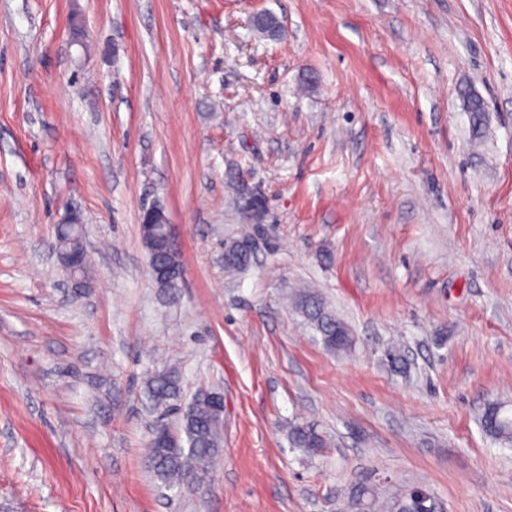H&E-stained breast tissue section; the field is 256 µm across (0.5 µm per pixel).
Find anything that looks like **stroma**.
I'll list each match as a JSON object with an SVG mask.
<instances>
[{
  "mask_svg": "<svg viewBox=\"0 0 512 512\" xmlns=\"http://www.w3.org/2000/svg\"><path fill=\"white\" fill-rule=\"evenodd\" d=\"M261 11L279 38L249 26ZM254 197V261L225 271ZM156 202L185 271L170 294L142 241ZM72 210L80 293L55 250ZM305 288L351 350L294 306ZM158 372L179 380L169 411ZM210 392V479L165 486L150 433ZM496 401L512 0H0V512H350L358 482L512 512V448L479 423ZM302 424L326 448L294 447ZM297 306L321 335L324 346L330 351H347L352 347L353 336L349 326L327 310L322 299L315 293L303 292ZM179 392L178 381L170 373L155 374L146 382V393L155 407H169Z\"/></svg>",
  "mask_w": 512,
  "mask_h": 512,
  "instance_id": "obj_1",
  "label": "stroma"
}]
</instances>
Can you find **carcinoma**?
Listing matches in <instances>:
<instances>
[{"label": "carcinoma", "instance_id": "1", "mask_svg": "<svg viewBox=\"0 0 512 512\" xmlns=\"http://www.w3.org/2000/svg\"><path fill=\"white\" fill-rule=\"evenodd\" d=\"M466 111L473 116L476 125L482 124L484 102L476 95H468ZM143 243L149 256V264L159 265L174 273L175 278L156 283L162 292L179 285L183 267L176 248L164 243H154L155 233L142 226ZM246 236L226 245V253L232 258L231 268L244 269L251 260ZM297 306L321 335L324 346L331 351H347L352 347L353 336L349 326L327 310L322 299L315 293L299 295ZM178 381L170 373L155 374L146 382V393L154 406L169 407L178 395ZM484 432L493 440L512 444V417L505 414L500 404L490 405L481 418ZM223 411L214 405L212 395L199 394L180 415V433L171 434L164 428L154 430L149 442L150 465L156 477L168 486L184 481L199 484L205 482L209 468L223 443ZM291 440L296 448L314 452L325 446L324 435L311 425L296 426L291 431ZM350 509L353 512H419V509H439L435 498L426 500L415 497L407 489L397 488L381 499L375 490L358 483L351 488Z\"/></svg>", "mask_w": 512, "mask_h": 512}]
</instances>
